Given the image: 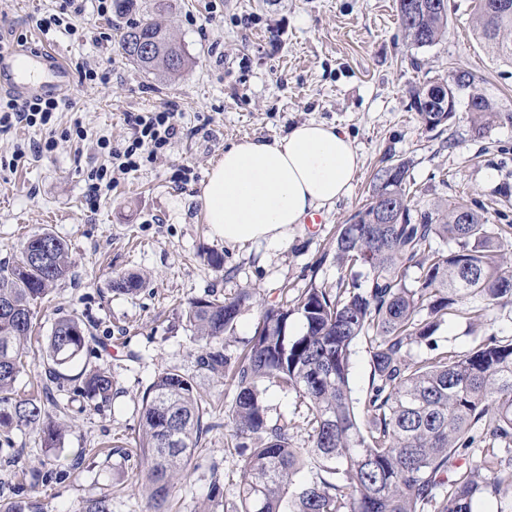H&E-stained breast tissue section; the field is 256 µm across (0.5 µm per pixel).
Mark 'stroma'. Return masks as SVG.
Segmentation results:
<instances>
[{"instance_id": "stroma-1", "label": "stroma", "mask_w": 512, "mask_h": 512, "mask_svg": "<svg viewBox=\"0 0 512 512\" xmlns=\"http://www.w3.org/2000/svg\"><path fill=\"white\" fill-rule=\"evenodd\" d=\"M155 0H134L124 15L98 16L93 8L76 17L83 38L47 36L35 20L54 0H0V34L23 37L30 46L59 53L65 64L84 59L105 73L104 82H74L57 132L81 121L86 140H60L49 154L12 168L15 147L39 142L31 128L0 132V263L11 260L32 233L49 230L66 241L73 266L54 287L36 320L37 339L27 349V367L16 388L34 394L44 378L45 345L55 321L77 315L92 321L95 338L53 389L45 407L64 429L55 457H46L35 427L0 437V501L22 495L44 512H82L86 500L112 499V512H150L137 485L144 469L134 447L142 397L155 376L176 368L196 375L210 401L213 427L200 459L182 474L171 512H224L236 497L242 460L234 448L225 407L230 381L201 375L196 356L201 339L188 325L190 300L213 293L235 297L250 289L229 351L253 335L263 307L277 304L281 287H335L342 275L333 260L336 228L366 199L377 170L409 162V187L418 209L454 200L482 207L492 224H512V124L475 137L465 103L455 117L427 129L412 106L416 88L451 82L471 73L498 109L512 113V65L496 58L472 31L474 0H448L449 34L430 48L408 44L394 0H170L154 12ZM153 14L179 41L192 64L175 80L147 75L129 62L117 40L119 27ZM178 107L179 130L155 164L114 173L96 205L85 192L89 171L104 164L98 137L120 143L129 134L126 115ZM344 129L361 157L347 197L321 212L322 223L298 225L287 243L227 244L205 224L200 187L225 148L244 138L270 140L304 122ZM224 258L222 271L207 262ZM143 279L133 294L113 290L120 274ZM475 301L458 298L436 333L440 347L468 353L488 337L512 339V303L470 318ZM100 365L112 371L109 400L81 395L79 374ZM270 420L288 421L296 446L307 444L305 410L295 393L265 383ZM40 470L36 485L18 473ZM220 481L222 498L211 495Z\"/></svg>"}]
</instances>
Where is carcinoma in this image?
Masks as SVG:
<instances>
[{
	"mask_svg": "<svg viewBox=\"0 0 512 512\" xmlns=\"http://www.w3.org/2000/svg\"><path fill=\"white\" fill-rule=\"evenodd\" d=\"M410 45L431 47L448 36L447 0H396ZM474 30L494 54L512 64V0H476ZM159 39L165 51L142 60L139 41ZM124 54L148 74L178 75L190 62L184 47L146 14L120 32ZM453 97L468 91L467 112L475 136L497 122L512 123L466 72L447 84ZM426 88L415 89L414 104L424 126L452 119L428 104ZM409 165L399 161L373 178L372 192L355 213L358 224L336 231L333 259L347 271L336 288L313 286L265 308L253 336L236 353L226 352L247 289L231 299L209 294L188 303L186 320L205 341L196 356L198 371L225 376L236 388L228 408L243 476L230 512H474L488 481L512 482L503 474L497 441L512 439V340L492 336L458 355L439 347L435 333L453 311L451 295L477 296L478 321L503 301L512 302V267L503 252L512 248V224H490L467 203L455 200L444 211L418 210L407 190ZM394 223L387 224V217ZM441 239L448 249L433 247ZM68 245L48 231L23 242L13 261L0 265V429L35 426L47 456L61 447L62 429L46 419L38 395L15 397L26 366L38 304L70 273ZM414 284H408L411 269ZM142 279L119 276L113 289L130 294ZM295 314L300 334L288 335ZM92 325L75 316L57 320L47 342L43 394L63 378L61 369L80 357ZM369 343L371 372L362 407L350 388L354 345ZM413 344L431 354L407 361ZM275 383L296 394L306 409L309 446L292 442L288 423L273 422L262 386ZM83 394L107 400L112 373L95 367L85 374ZM206 403L195 377L178 369L158 374L146 389L136 447L145 464L140 487L152 512H167L175 479L194 458L203 434ZM482 445L476 461L467 450ZM314 480H297L303 470ZM0 512H43L32 499L0 502Z\"/></svg>",
	"mask_w": 512,
	"mask_h": 512,
	"instance_id": "1",
	"label": "carcinoma"
}]
</instances>
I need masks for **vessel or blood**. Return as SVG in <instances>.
<instances>
[{"mask_svg":"<svg viewBox=\"0 0 512 512\" xmlns=\"http://www.w3.org/2000/svg\"><path fill=\"white\" fill-rule=\"evenodd\" d=\"M72 82L71 71L55 52L0 46V94L56 96L69 90Z\"/></svg>","mask_w":512,"mask_h":512,"instance_id":"vessel-or-blood-1","label":"vessel or blood"}]
</instances>
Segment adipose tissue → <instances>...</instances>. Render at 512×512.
<instances>
[{"label":"adipose tissue","mask_w":512,"mask_h":512,"mask_svg":"<svg viewBox=\"0 0 512 512\" xmlns=\"http://www.w3.org/2000/svg\"><path fill=\"white\" fill-rule=\"evenodd\" d=\"M361 165L348 134L323 123L225 148L201 188L204 220L228 244L287 242L304 218L344 198Z\"/></svg>","instance_id":"1"}]
</instances>
